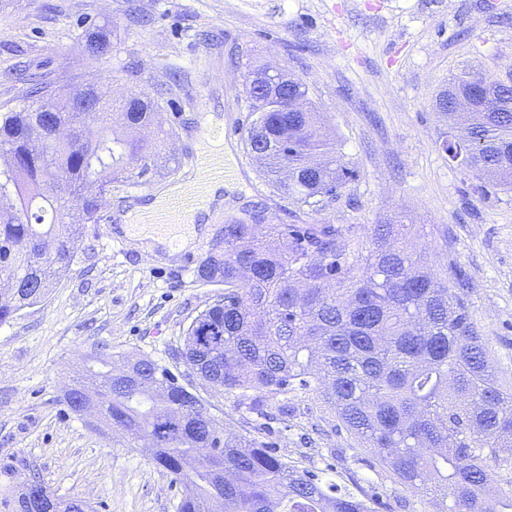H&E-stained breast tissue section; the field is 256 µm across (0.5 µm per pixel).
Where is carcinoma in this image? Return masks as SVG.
Returning a JSON list of instances; mask_svg holds the SVG:
<instances>
[{"instance_id":"carcinoma-1","label":"carcinoma","mask_w":512,"mask_h":512,"mask_svg":"<svg viewBox=\"0 0 512 512\" xmlns=\"http://www.w3.org/2000/svg\"><path fill=\"white\" fill-rule=\"evenodd\" d=\"M86 51L101 59L112 42L90 32ZM246 68L256 114L247 152L275 188L306 206L336 196L351 171L304 84L291 80L296 103H287L276 93L284 74ZM476 79L493 76L459 73L434 109L448 128L469 130L464 164L512 189V86L444 110ZM85 99L89 112L45 82L0 120V325L44 299L113 186L170 163L172 131L156 122L161 94L114 99L101 84ZM114 111L141 136L117 134ZM90 122L99 126L94 139L84 135ZM73 210L82 223L65 221ZM403 230L399 220L376 224L366 244L349 227L230 220L224 252L196 269L224 294L192 319L179 358L189 375L261 418L289 394L326 407L395 483L425 493L433 512H512V481L490 487L493 468L512 465V388L471 322L461 271L452 283L432 273L394 244ZM85 371L65 394L68 407L78 412L73 399L97 386L98 416L133 441L149 438L156 465L183 487L178 512H371L347 486L322 483L255 438L225 434L195 409L199 396L150 358L118 366L91 356ZM28 495L52 501L55 512L74 509L38 475Z\"/></svg>"}]
</instances>
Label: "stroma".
<instances>
[{
    "mask_svg": "<svg viewBox=\"0 0 512 512\" xmlns=\"http://www.w3.org/2000/svg\"><path fill=\"white\" fill-rule=\"evenodd\" d=\"M96 26L110 34L112 52L90 62L85 34ZM249 61L300 79L326 114L353 172L339 196L318 210L296 204L233 137L240 179L206 212V229L189 247L148 248L138 224L118 232L128 210L190 177L201 119L250 125L242 101ZM511 66L512 0H7L0 105L20 104L31 76L63 94L97 82L116 97L166 90L160 120L176 132L167 150L178 165L114 187L45 301L0 325V512H9L25 462L58 496L80 497L94 512H178L181 489L143 442L92 426L64 402L87 358L102 351L169 368L225 430L351 484L372 512H429L425 496L386 478L329 411L299 396L288 421L268 420L257 432L256 416L232 396L187 376L175 352L224 286L199 281L186 258H205L225 222L247 209L265 210L275 224L348 225L364 239L374 224L402 217L417 226L410 242L438 276L451 265L464 273L471 319L500 379L512 384V191L443 151L448 128L433 109L437 91L461 71L502 78Z\"/></svg>",
    "mask_w": 512,
    "mask_h": 512,
    "instance_id": "35a3bbf8",
    "label": "stroma"
}]
</instances>
